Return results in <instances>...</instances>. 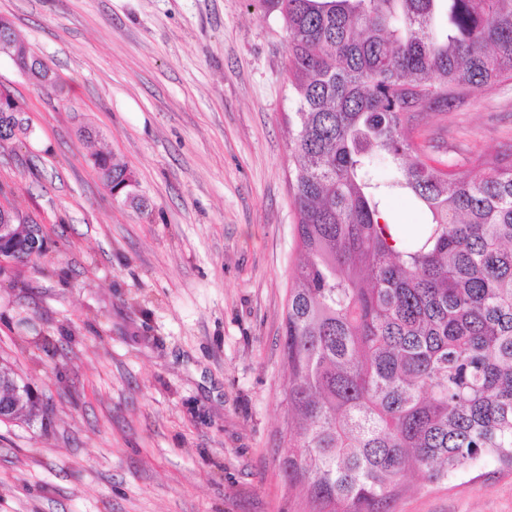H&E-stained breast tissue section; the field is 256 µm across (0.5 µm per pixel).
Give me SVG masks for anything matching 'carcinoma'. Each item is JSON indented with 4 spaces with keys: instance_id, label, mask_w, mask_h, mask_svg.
I'll list each match as a JSON object with an SVG mask.
<instances>
[{
    "instance_id": "1",
    "label": "carcinoma",
    "mask_w": 512,
    "mask_h": 512,
    "mask_svg": "<svg viewBox=\"0 0 512 512\" xmlns=\"http://www.w3.org/2000/svg\"><path fill=\"white\" fill-rule=\"evenodd\" d=\"M288 35L297 247L283 472L310 512H390L411 472L512 468V150L430 163L416 114L512 79V0H260ZM395 175L379 181L372 155ZM93 166L118 197L135 172ZM400 193L423 213L405 236ZM387 215L390 222L401 224V231H407L413 224H420L422 222L421 215L413 209L410 201L405 196L389 198Z\"/></svg>"
}]
</instances>
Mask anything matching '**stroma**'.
Masks as SVG:
<instances>
[{
	"instance_id": "stroma-1",
	"label": "stroma",
	"mask_w": 512,
	"mask_h": 512,
	"mask_svg": "<svg viewBox=\"0 0 512 512\" xmlns=\"http://www.w3.org/2000/svg\"><path fill=\"white\" fill-rule=\"evenodd\" d=\"M0 18L61 81L0 56L29 127L0 147V201L45 239L0 267V360L50 412L0 424V512H306L282 471L301 254L280 17L250 0H0ZM415 125L440 168L510 148L512 81ZM102 147L146 210L112 197ZM392 510L512 512V469L410 476ZM92 164L103 175L105 183L106 180H111L112 191H119L116 198L125 199L129 192L137 193L138 181L135 172L124 164L114 162L110 152L95 153L92 155ZM104 175L107 179H104Z\"/></svg>"
}]
</instances>
